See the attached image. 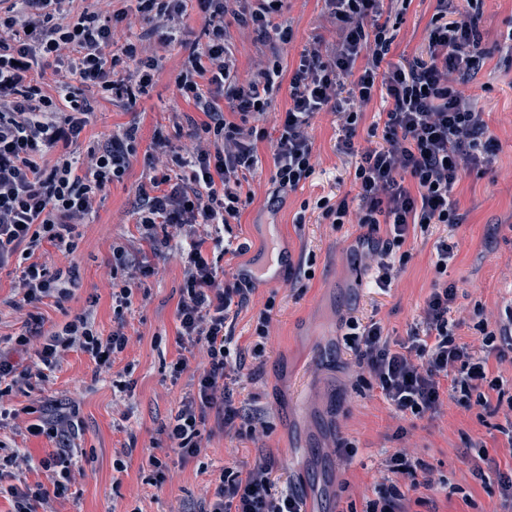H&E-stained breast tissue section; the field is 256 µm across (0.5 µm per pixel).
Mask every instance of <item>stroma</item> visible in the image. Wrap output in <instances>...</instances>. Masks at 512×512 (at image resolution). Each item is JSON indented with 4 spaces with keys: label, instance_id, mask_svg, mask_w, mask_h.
Segmentation results:
<instances>
[{
    "label": "stroma",
    "instance_id": "obj_1",
    "mask_svg": "<svg viewBox=\"0 0 512 512\" xmlns=\"http://www.w3.org/2000/svg\"><path fill=\"white\" fill-rule=\"evenodd\" d=\"M433 7V0H411L399 24L391 61L418 51ZM282 19L293 32L291 43L280 49L284 74L292 73L301 50L313 38L322 37L330 44L337 40L324 0H290ZM132 31L163 58L154 87L131 106L99 101L79 144L105 142L113 131L135 123L140 130L137 154L123 181L112 183L97 198L73 254L62 255L43 243V259L66 261L73 274L65 283L69 291L65 301L47 299L37 309L43 334L61 329L89 308L100 336H108L118 321H125L129 344L112 369L103 371L89 353L69 350L46 395L17 389L1 399V407L19 409L20 414L0 422V440L41 458L55 443L27 433L35 414L22 413V406L73 421L74 441L84 454L76 460L64 497L54 503L56 512H191L208 496L220 468L235 470L264 457L274 462L277 489L301 491L311 512H365L375 486L389 477V459L397 452L428 465L438 512H498V473L489 474L483 483L475 480L466 451L484 446L499 472L512 471V450L498 430L503 414L490 413L474 401L465 404L448 398L434 418L399 419L345 349L343 334L345 320L354 316L364 322L380 321L393 337H404L419 322L436 276L435 244L450 233L457 244L448 264V280L458 290L455 334L477 356L485 355L478 321L495 324L512 304V63L495 55L465 87L485 112L489 133L499 148L484 176H467L455 188L466 215L464 223L452 232L434 224L418 235L412 260L385 292L373 288V270L356 249L361 228L334 227L314 207L319 198L355 193L345 158L336 150L334 115L323 112L313 121L315 175L289 193L274 213L265 207L270 144L259 143L262 163L249 177L255 198L232 226L249 249L219 258L218 266L232 275L258 265L278 246L308 260L310 273L279 286L257 283L247 310L237 320L241 353L256 372L235 385L234 398L260 412L265 431L253 438L231 437L216 420H208L200 455L185 463L167 452L166 438L159 433L192 389L191 373L174 382L169 369L177 357L175 309L183 268L176 258L158 257L141 241L136 211L138 187L148 175L144 155L155 128L171 130L173 144L181 145L184 138L173 133L171 117L191 111L192 106L174 86L184 47L161 46L158 35H146L139 24ZM119 246L133 260L158 268L157 276L146 282L148 299L121 316L112 308L111 286L112 250ZM19 276L17 263L0 269L1 338L28 328L25 316L9 305ZM264 312L270 317L269 336L257 362L251 354L253 331ZM120 380L132 385V396L119 392ZM342 438L355 446L351 459L337 452ZM151 454L167 465L165 481L158 487L148 482L151 472L146 460ZM118 459L124 464L120 472L113 466Z\"/></svg>",
    "mask_w": 512,
    "mask_h": 512
}]
</instances>
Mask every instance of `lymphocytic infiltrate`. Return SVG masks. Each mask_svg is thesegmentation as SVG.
<instances>
[{"label":"lymphocytic infiltrate","instance_id":"f902f5d3","mask_svg":"<svg viewBox=\"0 0 512 512\" xmlns=\"http://www.w3.org/2000/svg\"><path fill=\"white\" fill-rule=\"evenodd\" d=\"M72 0H9L0 7V268L14 257L25 266L21 286L11 302L15 311L44 299L63 302L69 296L63 272L36 261L43 242L71 253L80 224L93 212V202L109 184L123 180L137 153L138 128L114 132L106 143L87 146L75 156L94 112L96 98L135 104L148 95L162 68L161 56L147 54L141 40L117 39L116 26L127 13L87 0L82 9ZM135 14L161 32L164 45L181 40V20L195 8L203 22L202 40L188 48L175 79L176 91L194 107L181 113L186 141L173 145L163 129H155L145 154L150 171L139 189L137 223L142 240L159 257L177 253L184 270L175 317L180 352L170 366L171 378L189 370L196 352L205 363L192 395L161 429L170 450L182 461L199 456L202 430L209 414L228 436H255L264 428L260 413L236 402L231 390L244 376L246 364L235 347V323L247 309L256 283L250 272L219 276L206 253L207 243H221L232 220L254 200L244 190L248 174L260 162L258 142L271 143L273 169L266 194L269 204L315 173L312 121L323 111L338 121L337 149L352 160L353 197L320 198L322 219L334 226L355 219L364 232L358 248L373 254L379 289L411 260L417 232L442 224L455 229L465 216L454 188L469 171H484L497 151L485 114L465 95L464 85L483 70L492 52L512 58V31L495 47L485 42L483 0H434L425 48L398 64L387 57L396 39L397 23L387 10L410 0H325L338 30L333 46L313 39L300 54L291 76H284L277 58L290 43L289 26L275 23L287 0H135ZM252 33L267 46V63L248 78L238 73L231 28ZM52 69L53 90H46L35 72ZM288 87L290 103L278 117L277 138L265 127L273 94ZM387 104L378 120L363 126V105L374 95ZM231 98L232 115L220 101ZM365 133L370 146L355 145ZM454 243L436 244L437 280L425 300L421 321L406 338L385 334L380 322L345 321V341L374 380L383 399L398 416L422 418L440 410L445 394L476 398L492 412H504L501 432L512 445V394L488 376V360L458 343L451 317L457 298L446 281ZM112 306L130 309L136 295H147L146 279L155 269L134 264L129 253L112 251ZM129 343L124 324L109 336L94 328L91 312L46 337L31 365L18 367L0 354V397L10 386L47 392L63 354L73 348L89 353L97 366L111 367ZM504 405L493 404V397ZM30 435L46 436L58 446L41 458L46 481L8 483L20 449L0 442V481H7L13 512H55L53 503L66 491L78 454L72 428L63 419L30 424ZM392 479L378 485L366 512H411L408 490L431 487L429 470L405 454L390 460ZM273 464L263 460L239 470L222 469L212 499L197 512H304L295 490L272 491Z\"/></svg>","mask_w":512,"mask_h":512}]
</instances>
